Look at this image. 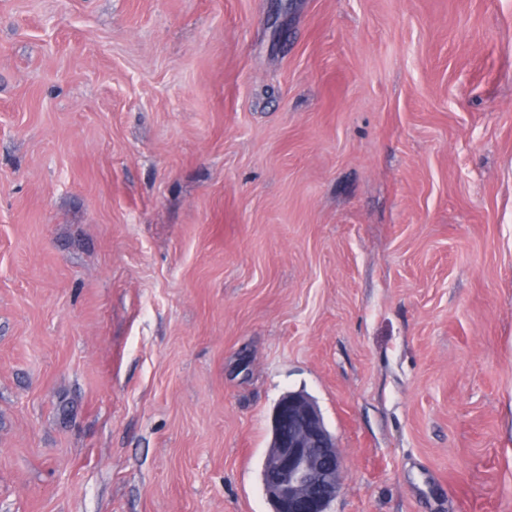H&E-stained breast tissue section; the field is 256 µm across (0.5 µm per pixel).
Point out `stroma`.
Masks as SVG:
<instances>
[{"label":"stroma","mask_w":512,"mask_h":512,"mask_svg":"<svg viewBox=\"0 0 512 512\" xmlns=\"http://www.w3.org/2000/svg\"><path fill=\"white\" fill-rule=\"evenodd\" d=\"M512 512V0H0V512ZM270 447L263 481L273 512H327L341 488L343 457L317 403L302 393L283 396Z\"/></svg>","instance_id":"obj_1"}]
</instances>
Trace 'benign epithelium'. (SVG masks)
Wrapping results in <instances>:
<instances>
[{
  "mask_svg": "<svg viewBox=\"0 0 512 512\" xmlns=\"http://www.w3.org/2000/svg\"><path fill=\"white\" fill-rule=\"evenodd\" d=\"M264 466L273 512H327L338 495L343 457L319 406L308 396L290 393L277 402Z\"/></svg>",
  "mask_w": 512,
  "mask_h": 512,
  "instance_id": "1",
  "label": "benign epithelium"
}]
</instances>
